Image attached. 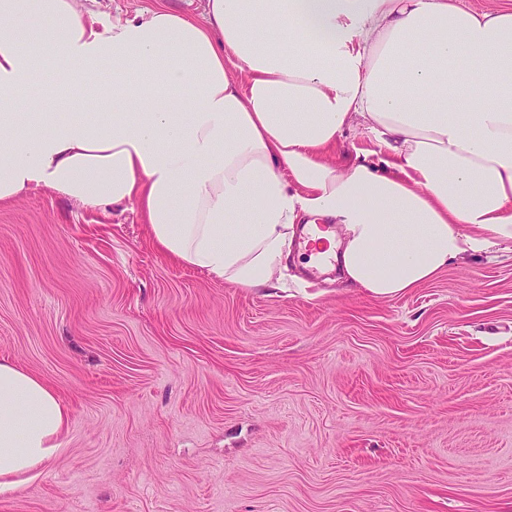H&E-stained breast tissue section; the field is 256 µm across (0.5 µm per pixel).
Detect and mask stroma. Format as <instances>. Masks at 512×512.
<instances>
[{"label":"stroma","instance_id":"1","mask_svg":"<svg viewBox=\"0 0 512 512\" xmlns=\"http://www.w3.org/2000/svg\"><path fill=\"white\" fill-rule=\"evenodd\" d=\"M287 281L175 262L133 204L0 202V360L70 414L0 512H512V253Z\"/></svg>","mask_w":512,"mask_h":512}]
</instances>
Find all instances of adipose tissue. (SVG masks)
I'll list each match as a JSON object with an SVG mask.
<instances>
[{"label":"adipose tissue","instance_id":"obj_1","mask_svg":"<svg viewBox=\"0 0 512 512\" xmlns=\"http://www.w3.org/2000/svg\"><path fill=\"white\" fill-rule=\"evenodd\" d=\"M186 2L102 25L78 0H0L1 202L137 205L164 253L250 289L280 287L302 221L328 224L341 279L380 298L512 247V5L206 0L198 20ZM353 127L378 160L329 159ZM68 424L1 361L0 491Z\"/></svg>","mask_w":512,"mask_h":512}]
</instances>
